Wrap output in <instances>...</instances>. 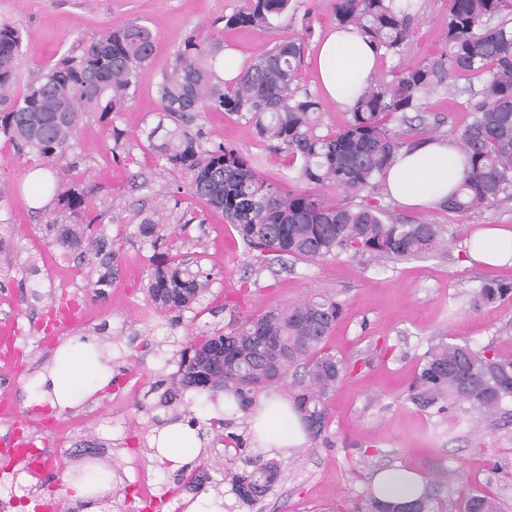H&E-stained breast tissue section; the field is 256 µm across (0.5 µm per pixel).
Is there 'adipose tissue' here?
<instances>
[{"label": "adipose tissue", "mask_w": 512, "mask_h": 512, "mask_svg": "<svg viewBox=\"0 0 512 512\" xmlns=\"http://www.w3.org/2000/svg\"><path fill=\"white\" fill-rule=\"evenodd\" d=\"M376 57L369 45L353 31L339 28L329 32L318 55L320 82L326 95L340 105L350 103L375 69ZM464 171L462 155L449 140H429L401 152L384 182L389 195L400 204L420 208L450 195ZM468 255L477 262L498 265L512 259V229L483 227L468 242ZM58 368L42 382L52 390L53 406L66 408L83 399L91 389L107 386L112 368L90 343L69 341L57 353ZM255 442L263 448L289 450L306 441L305 431L291 403L278 395L261 398L252 417ZM162 458L173 465L194 460L201 448L199 439L181 425L164 429L156 439ZM384 500L406 502L422 489L419 478L403 467L378 473L372 483Z\"/></svg>", "instance_id": "obj_1"}]
</instances>
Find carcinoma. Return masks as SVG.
<instances>
[{"mask_svg": "<svg viewBox=\"0 0 512 512\" xmlns=\"http://www.w3.org/2000/svg\"><path fill=\"white\" fill-rule=\"evenodd\" d=\"M448 24L440 51L413 63L398 62L373 75L348 105V120L338 131L321 130L322 105L300 84L305 59L302 37L284 36L226 83L215 71L223 49L212 37L189 36L171 68L156 84L159 109L143 120L134 141L156 155L162 167L187 176L190 194L224 215L266 267L291 257L327 260L353 258L401 261L436 251L443 241L437 224L415 221L378 198L380 182L402 151L439 126L427 99L443 92L466 97L469 122L451 131L467 167L457 189L436 207L448 214L497 205L512 197V0H448ZM298 0H241L224 17V26L274 29L296 16ZM338 25L352 28L377 58L401 57L413 28L411 6L403 0H333ZM21 44L20 30L0 25V137L22 155L63 165L78 145L83 120L94 116L112 125L115 145L126 133L112 124L138 91V75L148 65L153 32L138 22L108 29L79 56L64 55L14 93ZM462 77L481 80V88L461 85ZM223 110L252 124L272 154L301 188L283 190L262 179L250 159L231 147L204 149L198 118ZM324 188L345 194L332 200ZM53 210L46 234L94 278L92 296L112 286L118 274V249L100 225L106 212L89 205L88 193L73 182L46 183ZM135 236L152 248L167 239L184 246L185 231L196 220L166 233L163 211H138ZM147 293L161 311H183L209 288L212 273L200 261L162 252L150 257ZM512 297V283L489 280L474 292L479 308ZM344 304L334 294L306 298L280 309L249 314L228 331L217 329L185 337L177 376L165 387L160 404L176 407L188 390L224 394L235 411L251 413L268 388L288 386V399L312 444L328 443L329 401L336 389L371 359L353 362L329 346ZM404 401L441 416L458 414L479 427L495 425L512 404V356L492 344L432 340L420 356ZM281 473L278 462L230 473L232 492L246 505L263 500ZM415 512H440L426 486L410 502ZM370 491L351 503L349 512H390ZM463 512H500L493 497L474 490Z\"/></svg>", "mask_w": 512, "mask_h": 512, "instance_id": "carcinoma-1", "label": "carcinoma"}]
</instances>
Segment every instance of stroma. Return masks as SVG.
Segmentation results:
<instances>
[{"instance_id":"obj_1","label":"stroma","mask_w":512,"mask_h":512,"mask_svg":"<svg viewBox=\"0 0 512 512\" xmlns=\"http://www.w3.org/2000/svg\"><path fill=\"white\" fill-rule=\"evenodd\" d=\"M315 7L313 36L305 47L302 83L320 94L316 58L336 22L332 0H309ZM239 0H0V24L20 27L22 41L16 90L65 54H81L102 28H120L136 21L154 34L149 64L139 75V92L112 124L84 121L74 168L65 171L34 156L18 155L0 138V326L14 327L25 351L26 373L16 379L0 375V387L16 394L19 415L34 436L71 449L65 459L49 458L37 489L17 495L0 493V512H18L19 504L55 501L59 512H83L82 501L63 495L66 473L94 466L109 472L112 488L97 506L126 512L138 493L141 475H149L151 491L161 495L181 475L171 462L156 457L153 440L174 410L159 406L151 387L178 371L177 352L186 332L212 331L228 325L239 313L233 300L239 288L250 287L246 309L251 313L282 308L315 293L335 292L344 315L329 339L337 355L354 360L372 355L373 364L346 380L330 402V445L304 443L279 455L282 476L264 500L254 506L237 503L230 483L205 485L187 492L184 503L223 498L233 512H348L353 499L367 491L377 473L404 467L431 482L445 472L453 480L439 490L447 512H460L470 490H486L502 512H512V424L471 431L455 422L438 423L410 403L400 401L429 340L436 336L492 344L512 356V298L474 308L475 290L491 279L512 283V264L471 265L466 238L447 249L405 261L372 262L346 256L326 261L288 260L261 267L256 252L245 248L221 213L206 209L190 195L187 179L161 170L154 156L131 147L123 161H113L112 128L136 133L146 114L156 111L155 85L171 67L177 47L192 35H209L238 52L244 61L262 55L279 37L299 32V25L278 29L226 28L221 18ZM416 20L405 50L417 60L436 54L448 22V0H414ZM203 146L224 144L251 158L261 177L285 184L287 172L270 154L251 124L222 112L205 113L199 121ZM80 179L96 207L110 210L104 232L117 239L119 274L101 296L88 298L87 272L63 260L50 238L39 230L44 218L35 207L42 182ZM164 205L167 224H187L188 252L200 253L214 279L209 292L183 312L179 325L157 310L144 290L150 266V245L130 237L139 208ZM413 218L441 226L473 229L481 225L512 227V198L481 212L448 217L436 208L413 211ZM84 299L83 315L68 338H89L111 356L113 384L82 404L59 410L50 402L35 403V383L55 364L58 341L44 340L41 314L60 291ZM183 401L197 427L206 431L198 463L209 473L241 469L235 451L210 432L213 420L227 416L223 396L187 391ZM230 417V416H227ZM227 430L245 431L239 416Z\"/></svg>"}]
</instances>
